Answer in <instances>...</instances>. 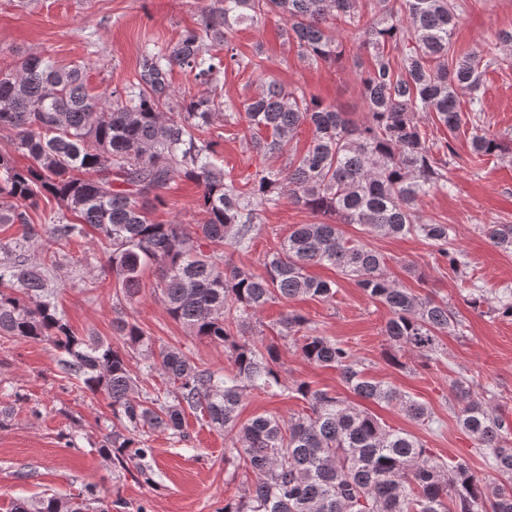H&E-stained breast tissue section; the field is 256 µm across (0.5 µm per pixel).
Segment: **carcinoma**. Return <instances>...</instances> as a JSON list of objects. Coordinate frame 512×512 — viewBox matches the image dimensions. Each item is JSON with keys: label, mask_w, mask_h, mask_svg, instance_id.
<instances>
[{"label": "carcinoma", "mask_w": 512, "mask_h": 512, "mask_svg": "<svg viewBox=\"0 0 512 512\" xmlns=\"http://www.w3.org/2000/svg\"><path fill=\"white\" fill-rule=\"evenodd\" d=\"M203 6L198 27L164 47L147 44L135 81L110 98L89 93L83 67L58 66L39 55L0 71V131L15 135V148L31 159L18 166L0 151V224H17L19 238L0 256V339L50 345L67 377L108 399L112 432L98 452L120 465L148 453L146 433L183 434L186 411L231 435L232 454L256 480L224 512H512V418L475 395L464 378L451 381L460 404L459 426L489 455L496 477L477 475L468 461L444 462L416 436L388 428L364 408L314 390L305 381L294 392L307 412L284 419L261 414L241 423L238 408L249 391L274 395L283 386L280 350L258 346L243 331L275 300L302 296L331 299L336 283L316 279L308 268L330 265L373 302L388 308L383 335L399 351L436 359L442 337L459 322L448 300L418 296L388 272L373 244L346 234L357 224L373 239L414 235L459 277L469 261L453 247L451 226L421 214L418 202L448 188L449 142L435 143L419 113L433 115L454 133L471 125L474 158L512 154V138L482 125L483 71L512 52V30H500L477 53L457 55L453 33L456 0H219ZM271 13L283 21L280 35L313 64L336 61V22L359 30L351 57L361 84L363 116L349 113L277 78L261 79L258 90L237 99L216 95L227 69H261V51L238 52L237 27ZM187 68L209 92L189 98L169 82L172 68ZM466 98L467 110L461 108ZM236 124L261 159L283 154L299 126L313 128V141L281 167L262 165L239 184L224 173L210 127L217 115ZM200 187L202 223L159 224L153 210L178 181ZM57 201L53 222L37 228L29 211L42 197ZM309 211L314 221L295 224L262 259L255 274L224 254L242 246L265 211L281 200ZM90 226L106 245L105 268L124 300L139 295L145 270L155 273L154 292L171 319L190 334L224 344L231 370L217 376L176 348L155 350L138 323L113 321L123 347L100 336H79L48 288L46 271L55 255L38 264V238L55 243L84 235ZM489 242L512 253V224L480 225ZM211 250L206 252L199 241ZM491 310L512 317V289ZM281 335L301 341L303 357L329 367L356 397L393 406L418 422H432L426 404L392 384L368 377L350 349L318 333L300 312L280 321ZM158 372L169 391L139 393L130 353ZM12 512H108L90 488L75 497L20 500Z\"/></svg>", "instance_id": "obj_1"}]
</instances>
